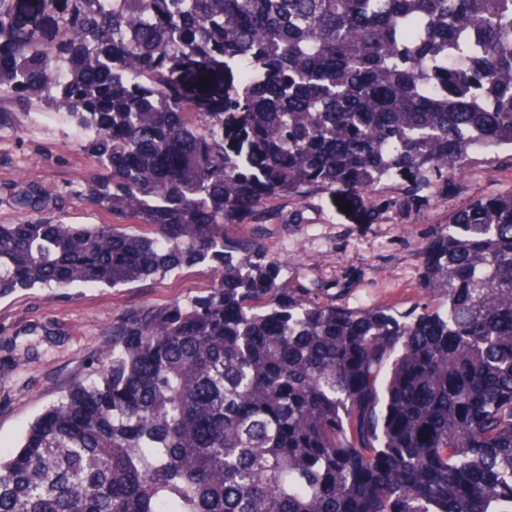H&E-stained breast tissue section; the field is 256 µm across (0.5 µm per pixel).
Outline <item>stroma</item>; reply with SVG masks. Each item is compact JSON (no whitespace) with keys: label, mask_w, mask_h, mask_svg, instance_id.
Wrapping results in <instances>:
<instances>
[{"label":"stroma","mask_w":512,"mask_h":512,"mask_svg":"<svg viewBox=\"0 0 512 512\" xmlns=\"http://www.w3.org/2000/svg\"><path fill=\"white\" fill-rule=\"evenodd\" d=\"M0 217L18 182L42 186L51 201L36 210L44 221L101 224L111 213L89 206L75 193L88 157L65 150L76 131L55 105L32 97L28 103L0 99ZM478 180L457 181L450 207L480 194L506 193L512 186L497 172L512 170V149L476 154ZM435 191L406 171L393 173L376 204L339 188L312 189L298 224H266L260 235L282 258L280 275L296 288H319L339 305L385 304L405 311L425 305L419 292L418 249L431 232L426 218ZM207 276L198 267L117 288H26L0 299V453L14 451L33 420L81 378L92 352L108 342L115 321L141 307L162 308L176 297L197 295Z\"/></svg>","instance_id":"1"}]
</instances>
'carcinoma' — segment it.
<instances>
[{
    "label": "carcinoma",
    "instance_id": "obj_1",
    "mask_svg": "<svg viewBox=\"0 0 512 512\" xmlns=\"http://www.w3.org/2000/svg\"><path fill=\"white\" fill-rule=\"evenodd\" d=\"M42 2L0 0V96L63 64L46 95L117 222L1 218L0 299L209 280L112 327L0 458V512H512V191L435 219L422 291L443 303L420 313L316 301L252 232L312 188L450 189L512 145V0H70L52 42Z\"/></svg>",
    "mask_w": 512,
    "mask_h": 512
}]
</instances>
